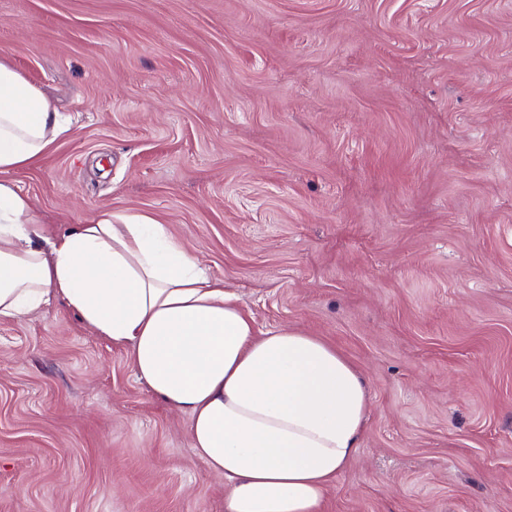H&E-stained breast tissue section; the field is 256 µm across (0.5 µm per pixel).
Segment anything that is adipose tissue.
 Masks as SVG:
<instances>
[{
  "label": "adipose tissue",
  "instance_id": "adipose-tissue-1",
  "mask_svg": "<svg viewBox=\"0 0 512 512\" xmlns=\"http://www.w3.org/2000/svg\"><path fill=\"white\" fill-rule=\"evenodd\" d=\"M70 120L0 51V320L59 302L124 347L137 378L190 416L224 512H322L357 453L368 393L333 345L252 316L145 214L102 209L48 231L8 173L39 163Z\"/></svg>",
  "mask_w": 512,
  "mask_h": 512
}]
</instances>
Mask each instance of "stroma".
<instances>
[{
    "label": "stroma",
    "instance_id": "stroma-1",
    "mask_svg": "<svg viewBox=\"0 0 512 512\" xmlns=\"http://www.w3.org/2000/svg\"><path fill=\"white\" fill-rule=\"evenodd\" d=\"M72 123L57 229L143 213L369 389L324 512H512V0H0ZM190 418L64 305L0 321V512H224Z\"/></svg>",
    "mask_w": 512,
    "mask_h": 512
}]
</instances>
